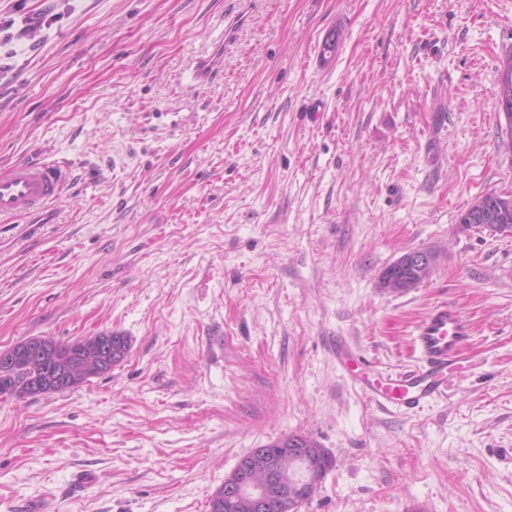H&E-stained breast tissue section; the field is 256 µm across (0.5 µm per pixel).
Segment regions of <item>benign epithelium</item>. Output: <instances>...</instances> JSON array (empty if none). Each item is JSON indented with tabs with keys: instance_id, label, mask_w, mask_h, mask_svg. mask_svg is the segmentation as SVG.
<instances>
[{
	"instance_id": "obj_1",
	"label": "benign epithelium",
	"mask_w": 512,
	"mask_h": 512,
	"mask_svg": "<svg viewBox=\"0 0 512 512\" xmlns=\"http://www.w3.org/2000/svg\"><path fill=\"white\" fill-rule=\"evenodd\" d=\"M500 85L502 108L505 109L512 99L511 67L503 68ZM461 221L464 224L491 222L502 233L510 235L512 203L503 201L490 209L476 202L462 215ZM433 264L434 255L427 250L407 252L393 263L392 269L382 273L381 284L392 291H404L417 279L430 273ZM122 354L120 344L113 339L110 331L77 338L66 345L37 336L0 349V371L7 372L22 361L50 365V369L45 372V378L29 387L30 393L42 394L47 389L71 388L90 377L107 373L121 359ZM282 455L302 465V470L294 478L289 492L280 489L278 480V459ZM328 464L327 451L302 434L288 438L276 446L268 444L255 448L243 456L232 473L225 478L224 486L214 496L215 508L232 512L246 499L251 512H297L296 502L315 494ZM257 470L268 472L277 490L254 488L251 476Z\"/></svg>"
}]
</instances>
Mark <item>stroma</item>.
Listing matches in <instances>:
<instances>
[{
	"instance_id": "1",
	"label": "stroma",
	"mask_w": 512,
	"mask_h": 512,
	"mask_svg": "<svg viewBox=\"0 0 512 512\" xmlns=\"http://www.w3.org/2000/svg\"><path fill=\"white\" fill-rule=\"evenodd\" d=\"M509 47L512 0H0V172L66 168L62 223L0 226V348L130 342L0 397V512H209L292 433L334 459L300 512H512V235L461 221L512 194ZM419 249L429 276L382 288ZM439 301L465 369L381 410L337 341L409 368ZM434 264V255L427 250H414L400 256L381 276V284L392 291H404L416 283H421L430 273ZM408 275V276H405ZM424 276V277H423ZM423 277V278H422ZM415 285V286H416Z\"/></svg>"
}]
</instances>
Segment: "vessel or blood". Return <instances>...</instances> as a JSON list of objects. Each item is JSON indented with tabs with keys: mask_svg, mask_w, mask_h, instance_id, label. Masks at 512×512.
<instances>
[{
	"mask_svg": "<svg viewBox=\"0 0 512 512\" xmlns=\"http://www.w3.org/2000/svg\"><path fill=\"white\" fill-rule=\"evenodd\" d=\"M61 169L52 163L13 164L0 173L1 224H54L51 203L61 189ZM473 334L471 320L456 307L438 303L416 324L408 369L370 378L368 365L348 344L337 343L336 356L352 384L386 411L423 408L448 393L449 375L461 368Z\"/></svg>",
	"mask_w": 512,
	"mask_h": 512,
	"instance_id": "obj_1",
	"label": "vessel or blood"
}]
</instances>
